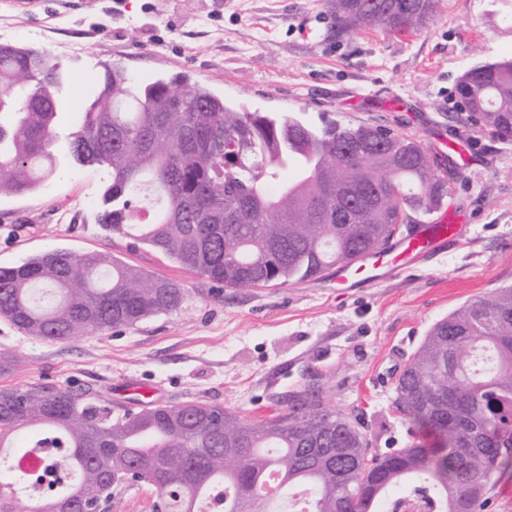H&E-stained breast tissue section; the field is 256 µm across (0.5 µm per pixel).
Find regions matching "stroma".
<instances>
[{"label": "stroma", "instance_id": "1", "mask_svg": "<svg viewBox=\"0 0 512 512\" xmlns=\"http://www.w3.org/2000/svg\"><path fill=\"white\" fill-rule=\"evenodd\" d=\"M0 44L50 51L68 75L59 135L104 66L138 81L174 74L226 104L311 121L369 122L420 140L451 189L459 244L368 288L322 278L225 288L97 222L107 180L68 161L31 193L0 197V267L57 249L102 252L186 290L175 312L136 327L49 343L0 319V388L96 391L113 415L206 401L257 422L316 384L349 414L371 451L405 447L393 384L429 328L465 302L512 284V142L460 106L459 78L512 55L499 0H442L410 33L337 35L328 0H0ZM154 388L152 399L134 386Z\"/></svg>", "mask_w": 512, "mask_h": 512}]
</instances>
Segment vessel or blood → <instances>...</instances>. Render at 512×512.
I'll use <instances>...</instances> for the list:
<instances>
[{"instance_id": "vessel-or-blood-1", "label": "vessel or blood", "mask_w": 512, "mask_h": 512, "mask_svg": "<svg viewBox=\"0 0 512 512\" xmlns=\"http://www.w3.org/2000/svg\"><path fill=\"white\" fill-rule=\"evenodd\" d=\"M460 225L439 220L415 234L399 239L385 251L364 255L356 263L336 268V282L348 288L372 286L383 279L427 262L457 242Z\"/></svg>"}]
</instances>
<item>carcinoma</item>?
<instances>
[{
  "label": "carcinoma",
  "instance_id": "obj_1",
  "mask_svg": "<svg viewBox=\"0 0 512 512\" xmlns=\"http://www.w3.org/2000/svg\"><path fill=\"white\" fill-rule=\"evenodd\" d=\"M440 0H329L336 34L403 33ZM176 75L145 85L106 65L70 130L68 156L105 168L99 223L226 288L317 280L384 248L411 216L438 209L448 182L415 138L372 124L314 126L244 112ZM50 52L0 45V196L25 194L56 168ZM466 111L512 140V56L461 77ZM181 286L113 256L60 249L0 267V318L64 342L132 328L178 310ZM409 423L404 448L369 455L351 417L318 390L293 394L259 423L206 401L129 409L112 418L80 393L43 384L0 389V512L112 506L126 483L156 492L153 512H380L404 489L418 512H483L494 488L473 479L503 450L512 472V285L464 303L429 329L395 381ZM39 467L15 466L14 438Z\"/></svg>",
  "mask_w": 512,
  "mask_h": 512
}]
</instances>
